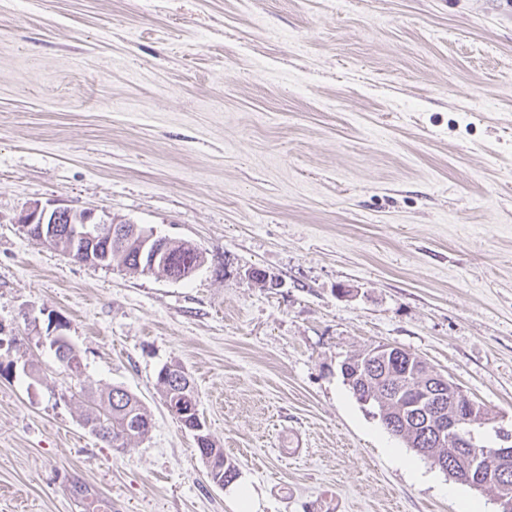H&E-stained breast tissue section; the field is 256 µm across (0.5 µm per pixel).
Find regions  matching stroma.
Wrapping results in <instances>:
<instances>
[{
  "label": "stroma",
  "instance_id": "obj_1",
  "mask_svg": "<svg viewBox=\"0 0 512 512\" xmlns=\"http://www.w3.org/2000/svg\"><path fill=\"white\" fill-rule=\"evenodd\" d=\"M55 201L198 247L172 281L18 218ZM264 273V280L251 276ZM61 318L82 373L49 346ZM377 343L512 430V0H0V512H497L340 365ZM192 378L218 487L156 387ZM153 427L116 451L83 389Z\"/></svg>",
  "mask_w": 512,
  "mask_h": 512
}]
</instances>
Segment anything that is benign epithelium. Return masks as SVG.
Returning a JSON list of instances; mask_svg holds the SVG:
<instances>
[{
    "instance_id": "7a95c632",
    "label": "benign epithelium",
    "mask_w": 512,
    "mask_h": 512,
    "mask_svg": "<svg viewBox=\"0 0 512 512\" xmlns=\"http://www.w3.org/2000/svg\"><path fill=\"white\" fill-rule=\"evenodd\" d=\"M24 226L31 224H56L58 232L73 241L96 240L109 236L115 248H125L134 243L138 246V265L149 274L157 270L160 254L171 239L161 236L150 228L137 229L121 219L98 218L92 210H75L69 207L43 205L35 202L27 207L19 218ZM406 360L420 367V358L397 346L378 344L350 356L342 363L344 370H355L350 384L361 391V403L373 407L393 401L396 407L392 415L385 416L389 427L397 434L423 430L436 443L447 444L462 450L466 468L465 482L483 488L512 474V432L495 425V418L484 413L477 405L443 374L426 369L421 382L413 390L404 388L379 393L369 387H361L370 378L386 368L389 362ZM480 425L496 431L505 444L495 448H482L477 444L474 427Z\"/></svg>"
}]
</instances>
